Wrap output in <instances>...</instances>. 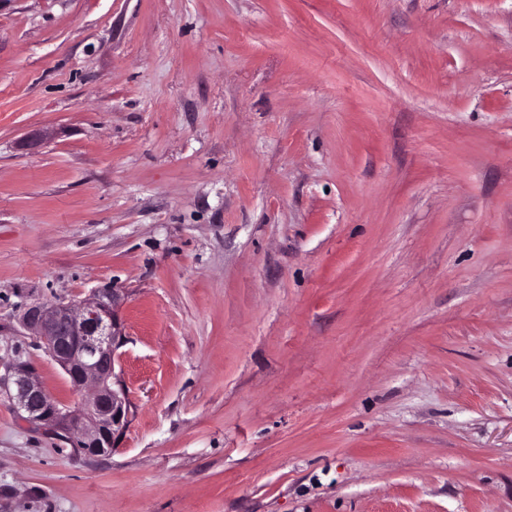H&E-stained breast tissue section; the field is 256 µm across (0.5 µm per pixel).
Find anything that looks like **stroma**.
I'll use <instances>...</instances> for the list:
<instances>
[{"label": "stroma", "instance_id": "stroma-1", "mask_svg": "<svg viewBox=\"0 0 512 512\" xmlns=\"http://www.w3.org/2000/svg\"><path fill=\"white\" fill-rule=\"evenodd\" d=\"M104 286L130 423L1 389L0 512H512V0H0V376Z\"/></svg>", "mask_w": 512, "mask_h": 512}]
</instances>
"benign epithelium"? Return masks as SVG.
Wrapping results in <instances>:
<instances>
[{
  "label": "benign epithelium",
  "mask_w": 512,
  "mask_h": 512,
  "mask_svg": "<svg viewBox=\"0 0 512 512\" xmlns=\"http://www.w3.org/2000/svg\"><path fill=\"white\" fill-rule=\"evenodd\" d=\"M122 301L118 290L103 288L88 299L31 304L21 317L81 402L70 407L54 401L24 365L15 371L10 400L27 419L75 435V446L95 456L112 454L128 424L127 390L115 374L122 337L116 309Z\"/></svg>",
  "instance_id": "1"
}]
</instances>
